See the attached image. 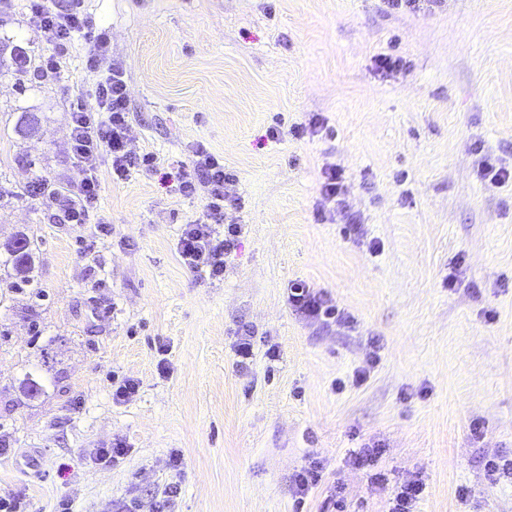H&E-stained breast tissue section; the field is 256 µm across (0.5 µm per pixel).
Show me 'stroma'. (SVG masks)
I'll return each mask as SVG.
<instances>
[{
	"label": "stroma",
	"instance_id": "1",
	"mask_svg": "<svg viewBox=\"0 0 512 512\" xmlns=\"http://www.w3.org/2000/svg\"><path fill=\"white\" fill-rule=\"evenodd\" d=\"M129 89L137 150L154 172L113 182L101 167L95 223L63 224L41 201L0 206V239L25 230L41 305L0 306V492L32 512H141L170 482L172 512H388L418 479L413 512H512V0H87ZM24 0L0 32L47 49ZM90 43L75 38L61 80L0 76V184L45 177L76 188L70 106L92 103ZM383 54L404 66L379 72ZM40 113L39 134L13 132ZM316 123L296 138L293 127ZM279 138H269L270 128ZM236 176L242 224L223 279L183 266L182 224L201 199L169 174L197 143ZM343 172L360 218L317 219L324 171ZM327 293L345 319L306 320L287 289ZM253 333L248 369L235 363ZM42 375L44 395L19 383ZM137 393L119 399L125 380ZM481 424L474 435L473 424ZM382 453L369 467L365 442ZM123 444L109 468L96 448ZM322 480L298 491L295 474ZM468 496H461V489Z\"/></svg>",
	"mask_w": 512,
	"mask_h": 512
}]
</instances>
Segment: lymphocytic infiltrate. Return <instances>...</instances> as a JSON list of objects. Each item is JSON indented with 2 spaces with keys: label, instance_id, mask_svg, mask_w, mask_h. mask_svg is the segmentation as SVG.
<instances>
[{
  "label": "lymphocytic infiltrate",
  "instance_id": "lymphocytic-infiltrate-1",
  "mask_svg": "<svg viewBox=\"0 0 512 512\" xmlns=\"http://www.w3.org/2000/svg\"><path fill=\"white\" fill-rule=\"evenodd\" d=\"M27 9L29 24L51 36L37 68L39 78H61L68 48L75 37H85L91 44L85 67L99 76L94 89L95 103L91 106L76 103L70 113L69 153L79 186L73 191L39 180L31 188L32 198L46 201L63 221L85 224L97 209L98 171L103 161H110L113 180L126 181L133 173L154 171L157 158L149 152H134L128 146L129 98L125 72L121 63L110 57L108 31L97 28L91 14L83 10L81 0H69L64 6L55 0H28ZM233 181V174L224 167L223 157L200 143L193 150L189 168L179 171L173 185L174 192L181 197H199L204 201L201 217L181 228L176 243L178 257L185 267L205 272L213 279L223 277L243 230L242 225L224 221L229 199L226 187ZM288 303L297 313L325 321L338 313L323 292L301 283L290 288Z\"/></svg>",
  "mask_w": 512,
  "mask_h": 512
}]
</instances>
